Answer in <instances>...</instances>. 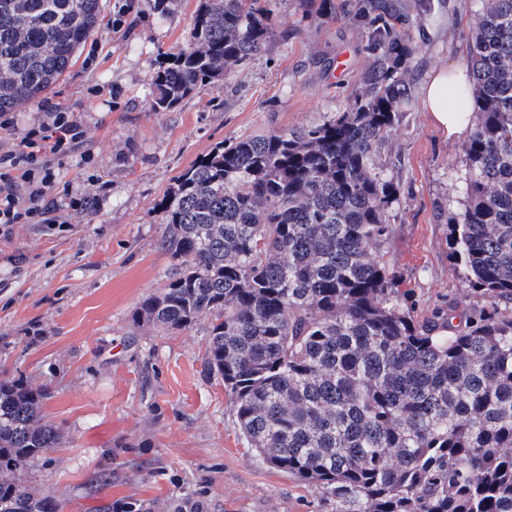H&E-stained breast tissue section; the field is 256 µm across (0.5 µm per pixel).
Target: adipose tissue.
Returning a JSON list of instances; mask_svg holds the SVG:
<instances>
[{
  "mask_svg": "<svg viewBox=\"0 0 512 512\" xmlns=\"http://www.w3.org/2000/svg\"><path fill=\"white\" fill-rule=\"evenodd\" d=\"M466 81L463 69H440L434 71L422 87L423 109L428 113L432 126L444 137L462 135L469 126L466 111L453 105Z\"/></svg>",
  "mask_w": 512,
  "mask_h": 512,
  "instance_id": "obj_1",
  "label": "adipose tissue"
}]
</instances>
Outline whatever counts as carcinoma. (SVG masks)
<instances>
[{
    "label": "carcinoma",
    "mask_w": 512,
    "mask_h": 512,
    "mask_svg": "<svg viewBox=\"0 0 512 512\" xmlns=\"http://www.w3.org/2000/svg\"><path fill=\"white\" fill-rule=\"evenodd\" d=\"M100 0H0V112L46 92L96 27ZM365 19L373 61L323 124L228 140L159 202L167 283L137 320L211 316L207 369L264 462L333 512H512V0H485L468 66L477 103L448 255L484 305L419 317L385 244L397 185L377 171L401 118L412 49L394 0H320ZM262 0H199L151 107L245 67L273 35ZM45 394L0 381V512H56L16 474L60 434Z\"/></svg>",
    "instance_id": "cac0c4a2"
}]
</instances>
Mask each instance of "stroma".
Returning <instances> with one entry per match:
<instances>
[{
    "label": "stroma",
    "mask_w": 512,
    "mask_h": 512,
    "mask_svg": "<svg viewBox=\"0 0 512 512\" xmlns=\"http://www.w3.org/2000/svg\"><path fill=\"white\" fill-rule=\"evenodd\" d=\"M122 0H100L101 20L74 64L43 96L13 110L16 128L44 102L79 113L92 168L65 160L59 203L87 193L94 208L70 224H26L0 238V380L44 391L42 413L61 436L22 473L59 512H114L148 503L175 512H329L308 485L269 467L241 436L224 382L205 352L209 318L168 333L133 320L161 288L171 259L159 247L157 204L177 177L225 140L318 125L346 111L371 64L363 23L307 16L302 0H266L279 33L241 71L198 88L171 112L151 108L152 77L186 42L197 0L107 25ZM413 48L409 102L377 158L399 187L386 244L418 313L482 305L448 261V219L464 201L465 138L443 139L420 105L435 69L467 62L483 0H397ZM102 182L91 185L88 174Z\"/></svg>",
    "instance_id": "35a3bbf8"
}]
</instances>
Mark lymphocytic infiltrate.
I'll list each match as a JSON object with an SVG mask.
<instances>
[{"mask_svg": "<svg viewBox=\"0 0 512 512\" xmlns=\"http://www.w3.org/2000/svg\"><path fill=\"white\" fill-rule=\"evenodd\" d=\"M43 115L23 129L7 148H0V237L19 224L64 225L72 211L89 210L90 195L60 206L52 195L56 171L64 159L80 155L91 163L88 133L74 113L47 104Z\"/></svg>", "mask_w": 512, "mask_h": 512, "instance_id": "obj_1", "label": "lymphocytic infiltrate"}]
</instances>
